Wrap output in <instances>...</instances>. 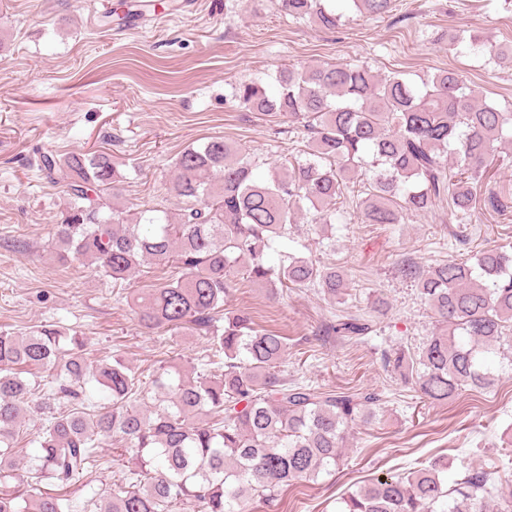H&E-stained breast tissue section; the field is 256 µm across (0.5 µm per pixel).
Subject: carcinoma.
<instances>
[{"label":"carcinoma","instance_id":"obj_1","mask_svg":"<svg viewBox=\"0 0 512 512\" xmlns=\"http://www.w3.org/2000/svg\"><path fill=\"white\" fill-rule=\"evenodd\" d=\"M349 2L382 17L394 0ZM280 6L323 29L341 23L328 0ZM463 43L492 61L512 59V45H488L461 27L448 31V47ZM276 83L270 94L243 81L233 98L251 112L298 124L305 148L267 178L256 173L255 159L221 138L185 149L170 171L187 199L177 213L112 208L120 175L106 151L43 152L40 171L63 182L69 199L54 225L56 243L90 259L115 287L145 261L161 267L162 281L131 292L140 325L209 334L211 355L194 377L164 365L145 382L118 356L88 370L84 340L59 329L1 332L0 512H91L96 500L80 505L70 488L97 465L96 449L107 442L129 455L134 469L100 512H246L254 499L273 506L282 488L336 469L353 426L375 413L381 395L337 393L288 377L286 337L226 309L233 278L340 295L346 281L336 267L279 252L276 244L293 238L297 211L310 215L316 233L334 228L336 199L356 180L365 224H397L403 213H427L445 200L460 224L473 223L481 209L512 221V200L485 184L498 147L512 144V110L478 100L456 71L416 83L400 72L382 76L338 63L285 67ZM275 251L277 265L270 261ZM401 273L417 281L439 330L418 354L386 352L384 364L433 401L492 386V357L512 331V250L482 248L472 263L450 258L423 270L407 262ZM328 330L356 342L372 326L346 313ZM17 366L50 380L31 383ZM92 381L103 400L86 394ZM147 388L153 403L136 406ZM29 403L44 425L23 487L13 456ZM446 473L448 463L438 458L377 477L341 498L339 512H483L488 497L512 512V488L498 485L494 473L474 470L451 487Z\"/></svg>","mask_w":512,"mask_h":512}]
</instances>
